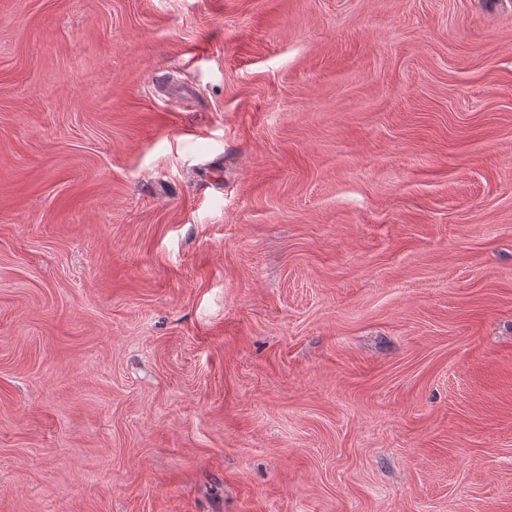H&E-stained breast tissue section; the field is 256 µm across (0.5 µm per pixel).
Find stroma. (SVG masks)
Returning <instances> with one entry per match:
<instances>
[{
    "label": "stroma",
    "mask_w": 512,
    "mask_h": 512,
    "mask_svg": "<svg viewBox=\"0 0 512 512\" xmlns=\"http://www.w3.org/2000/svg\"><path fill=\"white\" fill-rule=\"evenodd\" d=\"M0 512H512V0H0Z\"/></svg>",
    "instance_id": "obj_1"
}]
</instances>
